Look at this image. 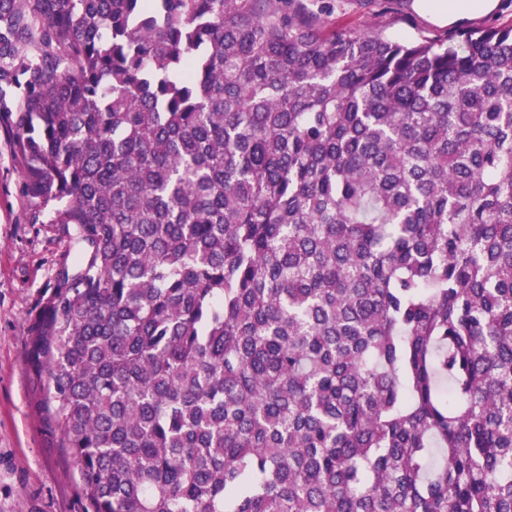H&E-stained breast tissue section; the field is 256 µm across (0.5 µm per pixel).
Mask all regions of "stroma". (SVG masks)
<instances>
[{
    "mask_svg": "<svg viewBox=\"0 0 512 512\" xmlns=\"http://www.w3.org/2000/svg\"><path fill=\"white\" fill-rule=\"evenodd\" d=\"M320 22L377 29L394 40L445 42L512 24V0L460 25H439L416 0H316ZM14 113L0 114V512H82L78 474L51 427L28 363L30 326L56 269L76 246L59 224H33L22 163L12 141Z\"/></svg>",
    "mask_w": 512,
    "mask_h": 512,
    "instance_id": "obj_1",
    "label": "stroma"
}]
</instances>
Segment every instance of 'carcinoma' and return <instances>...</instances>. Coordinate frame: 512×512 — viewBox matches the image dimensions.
Masks as SVG:
<instances>
[{
	"label": "carcinoma",
	"mask_w": 512,
	"mask_h": 512,
	"mask_svg": "<svg viewBox=\"0 0 512 512\" xmlns=\"http://www.w3.org/2000/svg\"><path fill=\"white\" fill-rule=\"evenodd\" d=\"M309 13L0 0L84 512H512V27Z\"/></svg>",
	"instance_id": "1"
}]
</instances>
